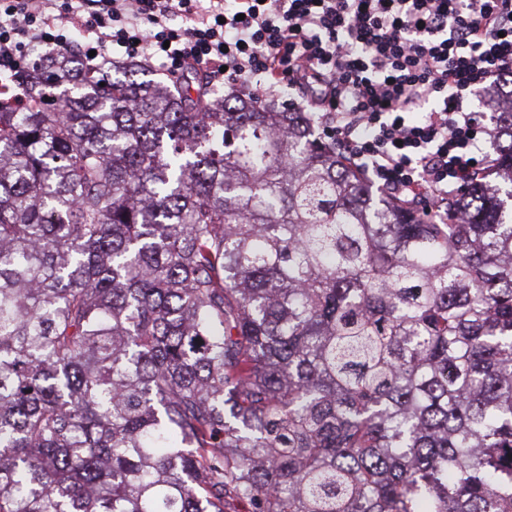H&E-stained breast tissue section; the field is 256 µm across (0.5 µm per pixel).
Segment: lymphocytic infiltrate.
I'll use <instances>...</instances> for the list:
<instances>
[{
	"mask_svg": "<svg viewBox=\"0 0 512 512\" xmlns=\"http://www.w3.org/2000/svg\"><path fill=\"white\" fill-rule=\"evenodd\" d=\"M38 47L158 58L258 101L307 89L289 109L439 224L498 164L478 97L512 71V0H0V77Z\"/></svg>",
	"mask_w": 512,
	"mask_h": 512,
	"instance_id": "obj_1",
	"label": "lymphocytic infiltrate"
}]
</instances>
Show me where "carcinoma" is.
Returning <instances> with one entry per match:
<instances>
[{
    "label": "carcinoma",
    "mask_w": 512,
    "mask_h": 512,
    "mask_svg": "<svg viewBox=\"0 0 512 512\" xmlns=\"http://www.w3.org/2000/svg\"><path fill=\"white\" fill-rule=\"evenodd\" d=\"M139 70L0 86V512H512V109L435 224Z\"/></svg>",
    "instance_id": "1"
}]
</instances>
